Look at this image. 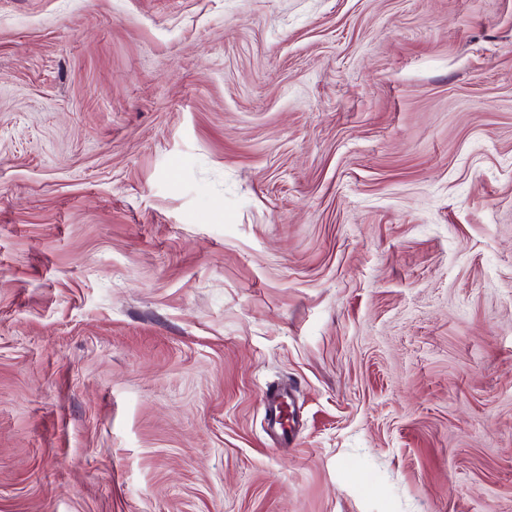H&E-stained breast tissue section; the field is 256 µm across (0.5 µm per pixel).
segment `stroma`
<instances>
[{
  "label": "stroma",
  "mask_w": 512,
  "mask_h": 512,
  "mask_svg": "<svg viewBox=\"0 0 512 512\" xmlns=\"http://www.w3.org/2000/svg\"><path fill=\"white\" fill-rule=\"evenodd\" d=\"M0 512H512V0H0Z\"/></svg>",
  "instance_id": "stroma-1"
}]
</instances>
